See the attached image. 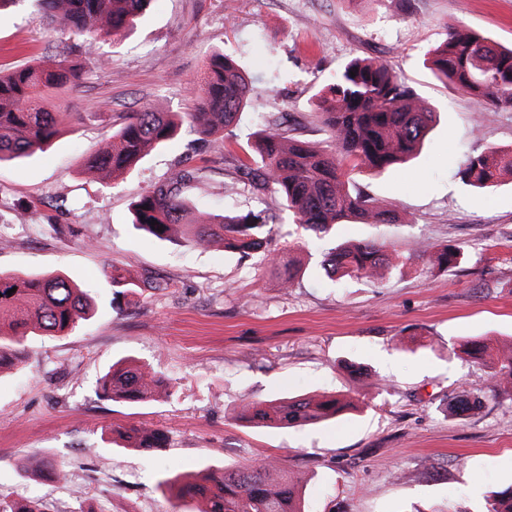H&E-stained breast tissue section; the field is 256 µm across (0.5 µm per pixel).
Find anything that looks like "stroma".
Masks as SVG:
<instances>
[{
	"mask_svg": "<svg viewBox=\"0 0 512 512\" xmlns=\"http://www.w3.org/2000/svg\"><path fill=\"white\" fill-rule=\"evenodd\" d=\"M452 26L510 46L512 0H153L132 30L88 41L48 28L33 0L0 10V69L51 62L67 47L89 64L84 87L62 102L66 132L0 165V271L61 273L98 303L68 335L26 340L24 365L0 370V502L173 512L172 476L271 457L303 476L306 512H486L490 492L512 485V397L460 351L482 338L512 349V180L478 192L455 175L466 156L512 147V110L426 67ZM218 52L254 88L225 148L201 145L186 124L124 179L82 174L83 157L125 113L192 112ZM355 57L388 65L437 119L416 159L355 177L395 206L397 223L340 224L321 240L274 194L253 195L238 159L270 112L323 144L315 95ZM183 160L207 168L183 190L196 208L272 215L279 265L133 228L136 195L169 182ZM337 241L385 244L404 264L331 282L320 262ZM419 242L457 243L463 254L431 273ZM112 270L139 282L137 292L113 297ZM125 359L161 375L166 392L139 404L100 398L99 378ZM476 388L480 408L451 414V398ZM323 392L354 410L291 429L237 418L245 401ZM131 425L162 429L165 447L115 445L112 428ZM47 458L66 463L69 482L35 476Z\"/></svg>",
	"mask_w": 512,
	"mask_h": 512,
	"instance_id": "stroma-1",
	"label": "stroma"
}]
</instances>
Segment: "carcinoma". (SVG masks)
Masks as SVG:
<instances>
[{
  "instance_id": "carcinoma-1",
  "label": "carcinoma",
  "mask_w": 512,
  "mask_h": 512,
  "mask_svg": "<svg viewBox=\"0 0 512 512\" xmlns=\"http://www.w3.org/2000/svg\"><path fill=\"white\" fill-rule=\"evenodd\" d=\"M51 25L73 38L116 35L132 26L151 0H36ZM488 67L474 78L475 61ZM433 74L483 99L498 109H512V46L505 47L468 29L451 27L448 37L428 57ZM87 68L64 51L50 65L29 64L0 71V164L32 156L61 132L69 113L50 102L80 87ZM252 94V84L235 60L222 53L209 61L197 105L190 113L200 138L224 146V130L238 119ZM317 110L328 132L327 144L317 147L289 133L284 115L265 119L251 152L240 160L257 194L273 192L284 202L305 231L322 237L344 222L391 224L397 211L350 182L356 169L382 171L413 157L436 121V112L386 65L354 58L335 81L317 96ZM181 119L171 112L146 108L125 118L112 142L84 158L87 174L104 173L114 179L135 167L146 152L173 139ZM196 167L179 172L175 185L140 193L132 204L133 224L162 240L192 248L221 245L248 256L266 251V221L251 211L241 214L196 215L181 196L179 184L201 178ZM512 176V148H491L465 159L456 177L475 188L498 185ZM157 224H151V221ZM433 267L456 266L462 247L446 244L430 251ZM400 256L376 242L338 244L327 252L321 266L330 278L370 277L380 267H398ZM15 292L8 293V290ZM93 311L89 294L62 274L19 276L0 272V367H17L25 360L22 344L31 336H62ZM468 355L489 357V340L468 341ZM490 379L512 385V355L490 366ZM160 378L141 365L121 361L99 382L98 395L130 403L150 400ZM481 391L457 396L452 413L477 410ZM349 407L342 397L323 393L244 403L238 418L255 427L290 428L314 425L340 416ZM130 448H161L165 437L157 430L131 427L119 433ZM176 508L191 512H304L300 483L274 461L235 467L209 468L202 474L170 482ZM487 512H512V486L494 492Z\"/></svg>"
}]
</instances>
